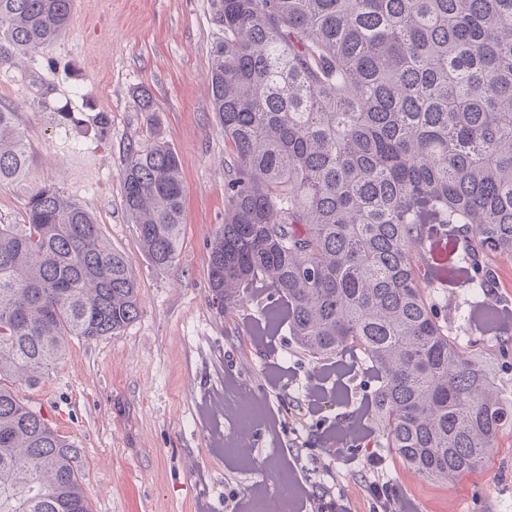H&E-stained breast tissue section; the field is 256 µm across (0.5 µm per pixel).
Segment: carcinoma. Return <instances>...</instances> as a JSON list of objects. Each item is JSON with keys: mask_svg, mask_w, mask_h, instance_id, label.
<instances>
[{"mask_svg": "<svg viewBox=\"0 0 512 512\" xmlns=\"http://www.w3.org/2000/svg\"><path fill=\"white\" fill-rule=\"evenodd\" d=\"M213 111L231 149L209 285L224 309L260 281L312 358L358 350L376 378L387 447L448 483L483 465L509 413L487 361L451 337L438 225L469 284L494 288L512 252V0H214ZM73 0H0V67L62 39ZM30 167L0 108V183ZM179 158L132 149L123 202L160 269L184 215ZM138 287L95 217L29 192L0 224V512H93L81 449L23 403L68 337L114 336Z\"/></svg>", "mask_w": 512, "mask_h": 512, "instance_id": "cac0c4a2", "label": "carcinoma"}]
</instances>
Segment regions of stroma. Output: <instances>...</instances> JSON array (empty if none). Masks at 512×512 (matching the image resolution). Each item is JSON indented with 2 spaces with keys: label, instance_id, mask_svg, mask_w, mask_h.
Returning a JSON list of instances; mask_svg holds the SVG:
<instances>
[{
  "label": "stroma",
  "instance_id": "obj_1",
  "mask_svg": "<svg viewBox=\"0 0 512 512\" xmlns=\"http://www.w3.org/2000/svg\"><path fill=\"white\" fill-rule=\"evenodd\" d=\"M213 0H75L74 25L35 57L0 68V108L15 114L31 155L24 185L0 184V224L23 221L30 189L50 185L94 215L139 286L140 314L119 335L71 340L65 355L20 399L81 448L93 512H238L265 484L297 492L289 512H374L367 465L382 461L388 493L417 512H512V423L478 470L439 484L366 436L336 449L329 434L372 402L362 354L319 361L287 326L257 337L273 289L220 312L209 287V244L224 222L231 151L212 108V48L222 36ZM147 90L155 112L135 99ZM109 118L107 128L96 122ZM166 143L180 161L184 220L174 267H154L123 205L129 147ZM497 283L475 293L449 282L448 325L463 349L493 364L512 411V353L469 322L474 308L512 310V255L492 259ZM288 373L292 384L272 386ZM318 403H310L311 392Z\"/></svg>",
  "mask_w": 512,
  "mask_h": 512
}]
</instances>
